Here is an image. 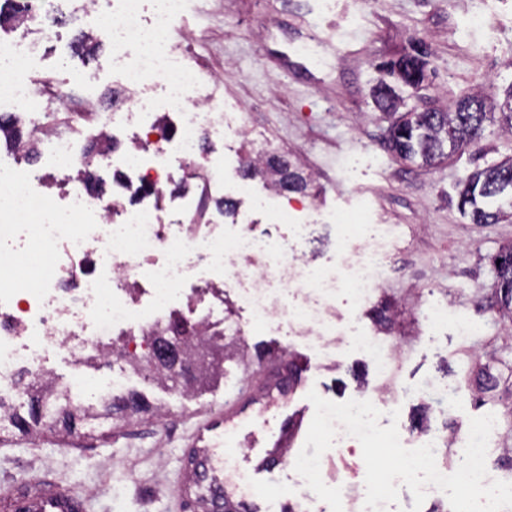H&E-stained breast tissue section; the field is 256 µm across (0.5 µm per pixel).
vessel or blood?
<instances>
[{"label":"vessel or blood","mask_w":512,"mask_h":512,"mask_svg":"<svg viewBox=\"0 0 512 512\" xmlns=\"http://www.w3.org/2000/svg\"><path fill=\"white\" fill-rule=\"evenodd\" d=\"M247 385L225 395L224 404L194 418L187 427L188 464L178 475V512H285L283 500L269 502L268 487L277 484L285 451H301L305 439V409L283 418L271 440L255 444L245 458L247 494L231 497L224 487V420L241 409ZM0 512H93L88 497L68 491L32 494L13 478L0 479Z\"/></svg>","instance_id":"b4317fda"}]
</instances>
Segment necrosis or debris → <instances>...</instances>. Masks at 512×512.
Here are the masks:
<instances>
[{
    "instance_id": "1",
    "label": "necrosis or debris",
    "mask_w": 512,
    "mask_h": 512,
    "mask_svg": "<svg viewBox=\"0 0 512 512\" xmlns=\"http://www.w3.org/2000/svg\"><path fill=\"white\" fill-rule=\"evenodd\" d=\"M144 2L106 0L102 10L97 0H87L84 7L104 28L121 68L110 109L99 115L112 129L110 140L80 139L45 122L28 129L48 147L45 180L31 181L23 149L15 150L11 164L0 163V274L15 272L24 254L52 258L48 274L34 283L0 289V401L19 395L20 370L51 383L46 358L52 352L81 361L103 347L138 345L178 316L205 336L238 331L237 323L224 320L228 301L248 309L251 326L288 325L332 363L337 337L348 336L388 373L395 348L340 326L329 302L340 287L357 303L368 301L385 273L388 239L357 226L349 233L354 247L331 271L302 253L305 231L273 247L246 214L208 207L216 196L237 200L251 193L249 181L218 173V159L204 146L244 129L229 125L210 91L215 76L166 42L181 0H154L148 20ZM68 17L59 11L50 30H24L14 41H0V58L21 52L29 66L36 63ZM29 66L0 82V116H12L34 97L57 96L56 86L33 80ZM152 81L163 84L161 98L146 97ZM111 166L126 170L125 192L105 202L77 184L63 194L69 206L58 205L52 178L78 167L93 176ZM177 178L186 193L166 198V185ZM291 288L304 299L288 309L278 296Z\"/></svg>"
}]
</instances>
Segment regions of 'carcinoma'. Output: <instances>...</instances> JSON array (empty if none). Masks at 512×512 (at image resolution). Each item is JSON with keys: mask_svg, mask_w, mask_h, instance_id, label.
I'll use <instances>...</instances> for the list:
<instances>
[{"mask_svg": "<svg viewBox=\"0 0 512 512\" xmlns=\"http://www.w3.org/2000/svg\"><path fill=\"white\" fill-rule=\"evenodd\" d=\"M8 6L0 5V29H17L22 17L33 8L32 0H4ZM432 52L421 42L414 44L411 51L396 59L377 66L381 77L370 89V95L378 111L387 119L389 139L386 149L399 158L419 161L421 164H439L463 150L484 134L486 124L500 122L512 130V84L506 90L508 111H498L493 104L478 96H464L454 103L438 107L427 102L424 107H413L401 111L405 99L396 91V86L412 90L416 94L427 86L428 69ZM394 79L390 84L385 77ZM0 138L12 146L23 144L25 158L31 162L40 155L39 142L25 138L18 125L0 124ZM242 177L264 180L290 192H305L311 179L282 155L267 153L265 157L250 163L242 170ZM457 208L467 214L474 224H495L512 215V159L489 165L473 172L458 191ZM493 257L500 260L496 265L497 287L493 289L486 305L487 312L501 320L512 321V244L501 247ZM483 363L470 360L461 375V384L470 389L476 400L486 403L494 398L493 392L504 387L512 399V364L506 366L507 373L494 372L490 361ZM506 430L497 435L498 447L489 449L496 455L495 463L505 476L512 480V404L503 412ZM49 418L51 422L69 425L75 420L72 405L66 401L53 408L43 404V393H31L28 416L13 414L12 424L20 431L29 430L30 423L36 424ZM445 427L450 429L451 438L445 442L444 463L453 466L458 451L452 446L453 437L462 434L463 429L453 415H448Z\"/></svg>", "mask_w": 512, "mask_h": 512, "instance_id": "obj_1", "label": "carcinoma"}]
</instances>
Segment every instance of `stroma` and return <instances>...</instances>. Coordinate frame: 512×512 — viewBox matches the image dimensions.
Listing matches in <instances>:
<instances>
[{
	"mask_svg": "<svg viewBox=\"0 0 512 512\" xmlns=\"http://www.w3.org/2000/svg\"><path fill=\"white\" fill-rule=\"evenodd\" d=\"M475 12L485 15L484 26L470 24ZM87 25L83 19L68 27L33 70L35 77L62 84L79 105L112 88L110 47L89 61L68 47ZM166 37L191 40L195 60L220 84L225 112L250 132L245 141H211L212 153L225 155L229 171L258 146L311 173L309 190L289 195L310 208L307 253L334 266L347 215L400 232L368 305L354 309L340 288L336 311L369 329L374 308L389 303L393 324L381 337L399 348L395 383L447 386L462 401V420L487 415L488 407H474L460 374L470 358L491 349L497 360L512 362V322L478 307L494 286L489 255L512 243V218L474 224L453 200L475 169L512 157V133L490 126L444 163L412 164L385 149L388 122L369 88L377 64L421 41L432 51L428 96L448 104L478 93L502 102L512 84V0H184ZM430 304L445 307L450 318L431 337L422 319ZM456 317L480 323L483 334L457 336ZM270 349L278 352L277 363L249 378L247 414L224 435L234 447H246L248 431L274 426L281 408H295L309 390L342 403L376 395L383 386L370 359L346 345L332 366L305 337L283 330L228 336L222 372L195 390L128 371L125 389L141 396L147 411L76 433L59 425L33 436L14 434L0 446V475L33 484L49 473L59 488L90 492L97 512H175L172 489L182 467L186 420L223 402L245 378V365ZM295 359L304 366V387L292 392L278 382Z\"/></svg>",
	"mask_w": 512,
	"mask_h": 512,
	"instance_id": "1",
	"label": "stroma"
}]
</instances>
